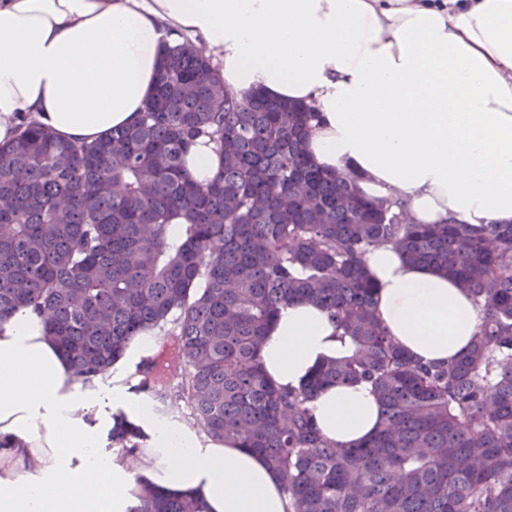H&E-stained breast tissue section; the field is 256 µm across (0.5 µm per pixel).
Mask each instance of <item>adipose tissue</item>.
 <instances>
[{
	"instance_id": "adipose-tissue-1",
	"label": "adipose tissue",
	"mask_w": 512,
	"mask_h": 512,
	"mask_svg": "<svg viewBox=\"0 0 512 512\" xmlns=\"http://www.w3.org/2000/svg\"><path fill=\"white\" fill-rule=\"evenodd\" d=\"M182 38L213 57L228 96L317 112L308 155L355 175L363 198L414 224H512V0H0V144L23 115L75 142L134 124L162 42ZM365 265L376 313L409 355L468 351L479 311L458 283L389 246ZM339 348L327 315L296 302L262 360L276 385L297 387ZM140 351L78 382L33 309L0 327V512H127L142 477L209 512H289L261 456L203 441L129 389ZM311 406L340 445L382 422L364 383L324 387ZM118 411L147 443L137 458L106 447Z\"/></svg>"
}]
</instances>
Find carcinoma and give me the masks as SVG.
<instances>
[{"instance_id": "1", "label": "carcinoma", "mask_w": 512, "mask_h": 512, "mask_svg": "<svg viewBox=\"0 0 512 512\" xmlns=\"http://www.w3.org/2000/svg\"><path fill=\"white\" fill-rule=\"evenodd\" d=\"M316 118L259 91L224 97L213 58L184 39L162 46L133 125L78 143L22 123L0 145V326L33 308L81 381L164 333L139 388L187 402L212 440L261 454L291 512H512V225L406 223L307 155ZM201 137L222 160L206 184L184 165ZM385 244L468 291L481 323L466 354L423 362L393 341L364 263ZM294 301L334 321L343 354L282 389L261 350ZM360 382L379 430L327 441L308 403ZM138 439L123 421L112 429L128 452ZM129 512L209 510L144 482Z\"/></svg>"}]
</instances>
